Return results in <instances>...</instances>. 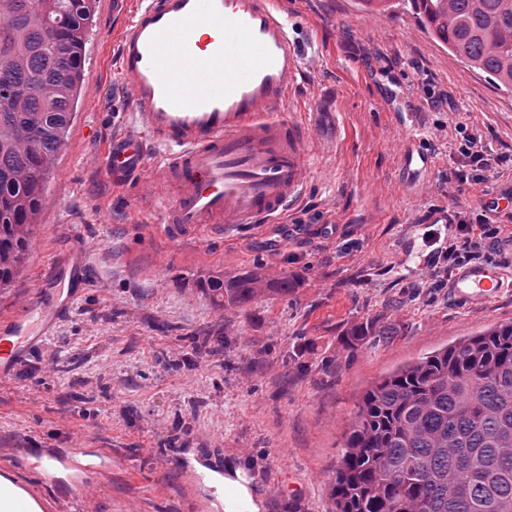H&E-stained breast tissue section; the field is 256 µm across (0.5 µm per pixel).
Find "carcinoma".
Instances as JSON below:
<instances>
[{
	"instance_id": "cac0c4a2",
	"label": "carcinoma",
	"mask_w": 512,
	"mask_h": 512,
	"mask_svg": "<svg viewBox=\"0 0 512 512\" xmlns=\"http://www.w3.org/2000/svg\"><path fill=\"white\" fill-rule=\"evenodd\" d=\"M404 6L421 29L495 85L512 90V0H359ZM96 0H0V287L14 279L68 140ZM304 272L269 281L239 271L202 289L246 312L268 291L288 298ZM398 335L360 322L355 352ZM332 512H512V323L423 356L371 385L344 437Z\"/></svg>"
}]
</instances>
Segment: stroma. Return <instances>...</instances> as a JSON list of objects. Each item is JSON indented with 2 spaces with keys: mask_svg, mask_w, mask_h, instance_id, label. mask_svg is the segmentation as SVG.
Wrapping results in <instances>:
<instances>
[{
  "mask_svg": "<svg viewBox=\"0 0 512 512\" xmlns=\"http://www.w3.org/2000/svg\"><path fill=\"white\" fill-rule=\"evenodd\" d=\"M135 0H98L69 139L20 273L0 314L22 310L59 252L81 236L89 286L26 366L0 382V462L33 439L108 448L112 471L78 512H195L177 461L200 453L251 475L265 512H330L345 433L365 390L394 368L463 336L512 323V288L483 307L427 288L434 256L427 218L458 193L455 112L512 154V93L466 69L421 32L412 13L361 12L356 0H284L315 43L298 95L335 113L336 142L310 149L305 193L281 222L232 238L170 241L151 199L165 194L154 160L112 177L103 156L137 133L119 82L115 39ZM426 112L436 163L418 184L400 175L403 137L377 101L380 85ZM447 92L453 111L429 93ZM311 234H297L295 220ZM301 271L293 299L263 295L248 313L216 307L199 287L222 273ZM370 318L399 336L347 354L345 332ZM224 352L198 351L205 335Z\"/></svg>",
  "mask_w": 512,
  "mask_h": 512,
  "instance_id": "35a3bbf8",
  "label": "stroma"
}]
</instances>
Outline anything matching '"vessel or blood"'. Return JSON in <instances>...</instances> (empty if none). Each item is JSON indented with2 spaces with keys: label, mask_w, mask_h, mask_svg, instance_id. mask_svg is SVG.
I'll return each mask as SVG.
<instances>
[{
  "label": "vessel or blood",
  "mask_w": 512,
  "mask_h": 512,
  "mask_svg": "<svg viewBox=\"0 0 512 512\" xmlns=\"http://www.w3.org/2000/svg\"><path fill=\"white\" fill-rule=\"evenodd\" d=\"M294 24L281 0H136L119 32L118 74L132 92L141 135L116 138L105 153L108 173L136 172L147 146L171 196L154 200L171 240L201 232L229 235L277 222L305 190L308 139L324 140L336 115L293 100L304 71ZM406 148L400 166L409 178L430 170L434 156L419 150V113H392ZM52 280L68 284L60 297L44 288L26 307L0 317V380L9 378L51 335L73 295L88 284L87 261L58 257ZM504 274L474 263L456 270L451 294L468 306L499 296ZM112 466L100 448H45L33 443L12 465H0V512H55L79 501ZM197 495V512H224V469L197 455L181 460ZM34 471L39 486L21 477Z\"/></svg>",
  "instance_id": "obj_1"
}]
</instances>
